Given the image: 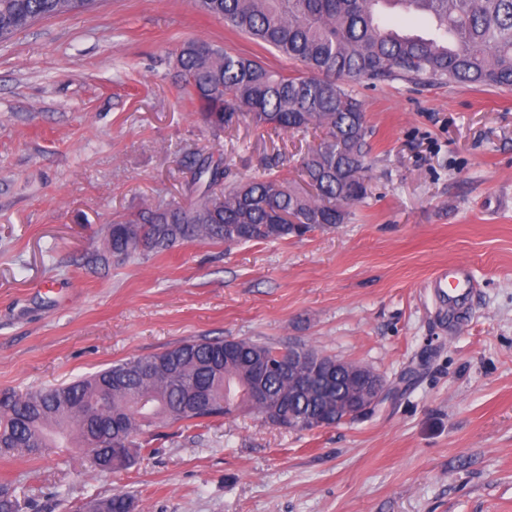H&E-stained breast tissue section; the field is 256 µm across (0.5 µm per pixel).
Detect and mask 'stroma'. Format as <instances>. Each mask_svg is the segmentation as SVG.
Returning a JSON list of instances; mask_svg holds the SVG:
<instances>
[{"instance_id": "1", "label": "stroma", "mask_w": 512, "mask_h": 512, "mask_svg": "<svg viewBox=\"0 0 512 512\" xmlns=\"http://www.w3.org/2000/svg\"><path fill=\"white\" fill-rule=\"evenodd\" d=\"M200 39L296 75L191 0H99L0 45V390L87 376L198 338L297 341L372 368L364 418L295 432L239 413L159 429L101 469L68 448L0 457L21 512L118 492L135 512H512V90L350 82L374 130L345 223L265 243L194 242L85 265L106 227L190 196L182 162L293 179L315 135H213L174 53ZM476 294L439 319L434 273Z\"/></svg>"}]
</instances>
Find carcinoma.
<instances>
[{
  "label": "carcinoma",
  "instance_id": "carcinoma-1",
  "mask_svg": "<svg viewBox=\"0 0 512 512\" xmlns=\"http://www.w3.org/2000/svg\"><path fill=\"white\" fill-rule=\"evenodd\" d=\"M97 0H0V43L38 20L82 13ZM262 48L299 63L289 75L246 53L205 41L183 43L175 65L180 88L220 135L248 122L258 129L313 132L318 145L300 162L316 189L304 194L277 177L239 181L224 162L185 159L196 196L187 206L161 200L135 218L108 225L104 248L117 260L196 241L268 242L302 237L345 222L367 195L366 157L373 129L345 82L401 79L512 89V0H194ZM417 13L430 33H403L398 14ZM293 214L298 225L287 224ZM293 342L200 338L134 355L65 384L0 392V456L40 457L73 448L103 469L129 464L161 426L239 412L288 427V413L336 421L349 382L322 368L309 388H293L281 366ZM263 387L266 398L251 392ZM17 487L0 484V512H20ZM126 493L92 498L75 512H133Z\"/></svg>",
  "mask_w": 512,
  "mask_h": 512
}]
</instances>
